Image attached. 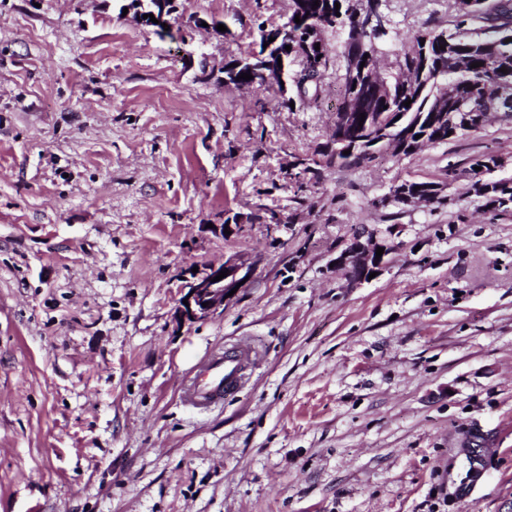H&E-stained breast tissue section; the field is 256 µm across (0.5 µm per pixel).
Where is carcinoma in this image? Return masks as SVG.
I'll return each mask as SVG.
<instances>
[{
	"mask_svg": "<svg viewBox=\"0 0 512 512\" xmlns=\"http://www.w3.org/2000/svg\"><path fill=\"white\" fill-rule=\"evenodd\" d=\"M318 7H313L314 3ZM340 7H335V4ZM360 9V0H289L288 20L280 26L263 30L261 40L284 33L291 50L288 56L299 65V78L292 81V93L286 94L282 82H277L279 93L288 111L316 101L322 80L331 66V56L326 49V34L337 30L347 32L339 81L343 101L348 97L368 96L370 87L366 80L355 79L351 73H360L361 64L376 65L381 55L394 57L393 65L402 71L404 78L388 79L390 94L376 98L370 109L368 125L358 127L354 137L358 140L354 151L348 155L333 149L321 152L327 167L362 166L376 157L389 153L394 157H410L408 151H398L401 144H440L470 135L481 130V113L488 111L497 89L502 84H512V0H474L470 10L456 7L454 27L429 30L416 38V45L409 51H398L388 44L390 31L368 34L359 30L354 14ZM301 23H296L295 18ZM476 20L484 21L474 27ZM321 27L320 49L308 44L304 36L309 29ZM467 50L459 54L458 47ZM445 49H440V46ZM264 48L248 52L224 64V84L243 86L254 83L238 79L242 73L254 74V67L263 57ZM479 62L481 66L471 67ZM507 72H501V69ZM454 86L455 94L438 114L433 109L436 79ZM411 104L404 105L405 101ZM420 139H415V136ZM489 155H478L469 166L470 193L482 199L484 206L498 213L512 214V177L495 179L486 161ZM319 162L300 158L296 171L289 174L290 184L301 192L311 181L319 179ZM480 170H475V167ZM433 186L430 181L403 180L392 185L379 204L401 205L398 199H389L401 190L417 191L423 195Z\"/></svg>",
	"mask_w": 512,
	"mask_h": 512,
	"instance_id": "carcinoma-1",
	"label": "carcinoma"
}]
</instances>
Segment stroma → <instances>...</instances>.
Listing matches in <instances>:
<instances>
[{
  "instance_id": "obj_1",
  "label": "stroma",
  "mask_w": 512,
  "mask_h": 512,
  "mask_svg": "<svg viewBox=\"0 0 512 512\" xmlns=\"http://www.w3.org/2000/svg\"><path fill=\"white\" fill-rule=\"evenodd\" d=\"M123 2L0 0V512H512V214L468 175L490 153L512 177V123L296 194L335 72L294 112L223 73L288 0H177L171 37ZM386 11L403 50L456 16ZM404 179L447 198L381 206ZM366 232L392 250L354 285L331 261ZM231 256L251 282L179 323L184 274ZM239 342L260 352L244 389L185 407V378ZM474 442L491 465L463 498Z\"/></svg>"
}]
</instances>
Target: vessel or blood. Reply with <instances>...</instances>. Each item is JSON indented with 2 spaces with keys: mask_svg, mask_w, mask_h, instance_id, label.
Wrapping results in <instances>:
<instances>
[{
  "mask_svg": "<svg viewBox=\"0 0 512 512\" xmlns=\"http://www.w3.org/2000/svg\"><path fill=\"white\" fill-rule=\"evenodd\" d=\"M254 358L255 352L250 346L240 345L207 359L185 384L183 402L195 409L221 402L244 383ZM484 456V451L479 450L469 459L466 475L458 485L461 494H469L481 478Z\"/></svg>",
  "mask_w": 512,
  "mask_h": 512,
  "instance_id": "obj_1",
  "label": "vessel or blood"
}]
</instances>
